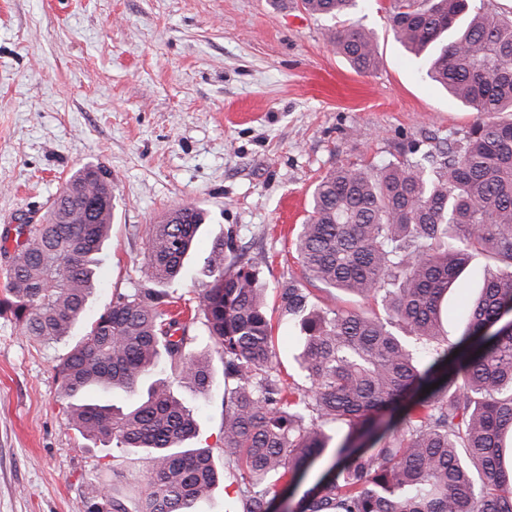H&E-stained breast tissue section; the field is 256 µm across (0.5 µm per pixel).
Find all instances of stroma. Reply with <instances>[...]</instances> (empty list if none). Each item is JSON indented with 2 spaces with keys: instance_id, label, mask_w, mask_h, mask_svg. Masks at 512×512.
<instances>
[{
  "instance_id": "1",
  "label": "stroma",
  "mask_w": 512,
  "mask_h": 512,
  "mask_svg": "<svg viewBox=\"0 0 512 512\" xmlns=\"http://www.w3.org/2000/svg\"><path fill=\"white\" fill-rule=\"evenodd\" d=\"M388 0H356L345 18L301 0H0V239L38 224L77 168L104 165L116 198L99 283L60 342L33 343L0 314V512H89L103 491L134 500L146 453L81 437L66 421L56 367L119 295L147 285V225L178 205L202 209L182 275L166 290L192 302L217 240L233 238L268 288L302 268L294 241L319 179L340 166L401 158L476 119L396 41ZM354 24L376 65L357 73L329 42ZM508 269L473 253L445 306L456 342L464 301ZM213 386L176 388L195 416L194 448L224 455V367L190 325Z\"/></svg>"
}]
</instances>
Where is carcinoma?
<instances>
[{"label": "carcinoma", "instance_id": "carcinoma-1", "mask_svg": "<svg viewBox=\"0 0 512 512\" xmlns=\"http://www.w3.org/2000/svg\"><path fill=\"white\" fill-rule=\"evenodd\" d=\"M311 15L348 14L355 0H301ZM397 41L425 56L428 77L478 113L466 130L396 161L340 166L316 184L295 242L305 280L276 287L274 310L299 332L304 384H287L273 359L272 316L258 264L213 245L197 310L224 365V481L232 512H269L280 485L296 492L327 452L333 462L294 512H512V273L484 280L460 340L445 343L444 298L487 250L512 268V20L472 0H389ZM330 43L360 73L376 62L355 25ZM114 187L100 165L66 180L44 222L21 224L0 312L23 334L58 341L84 316L112 224ZM99 201L90 216V200ZM204 212L170 211L145 229L151 288L119 296L57 367L68 423L104 446L151 458L129 510L109 493L91 512H196L217 484L210 451L187 448L197 424L174 395L204 394L210 360L188 348L189 325L167 309L162 286L180 275ZM319 282L385 316L322 308ZM170 376L123 411L84 400L95 388L135 393L161 362ZM347 428L331 446L326 427Z\"/></svg>", "mask_w": 512, "mask_h": 512}]
</instances>
